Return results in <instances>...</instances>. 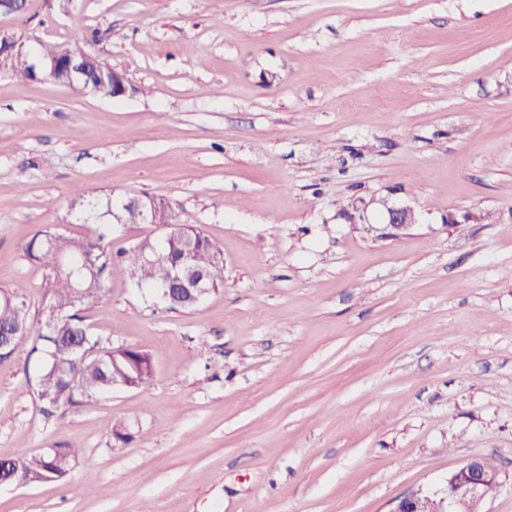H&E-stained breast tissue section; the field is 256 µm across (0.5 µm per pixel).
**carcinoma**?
<instances>
[{"mask_svg":"<svg viewBox=\"0 0 512 512\" xmlns=\"http://www.w3.org/2000/svg\"><path fill=\"white\" fill-rule=\"evenodd\" d=\"M34 61L29 54L16 57L9 68L19 80L33 79ZM71 209L76 216L95 219L98 228L94 234L71 236L52 229L36 233L21 246L23 256L38 264L46 273L45 282L49 303L47 308H65V318L53 328L37 332V338L47 354V361L39 372V397L49 404L74 402L77 398H92L112 392V371L125 372L140 383H148L153 375L149 356L140 351L125 349L112 356V348L101 346L80 315L81 305L72 304L79 285L95 289L100 297L106 288L112 265L119 263L127 271L129 279L139 288L153 290L161 283V269L172 251L181 247V236L172 238L161 235L145 237L131 247L112 253L107 237L112 235V211H117L121 224H140V213L122 205V197L109 198L106 202L84 198L74 194ZM195 265L204 271L212 289L224 282V262L214 259L210 241L197 232L194 235ZM0 298L11 300L0 304V330H13L11 349L31 330L26 293L22 283L0 288ZM62 455L53 460L42 456H21L1 459L0 466L8 463L45 476L51 482L62 480L71 464L82 453L77 444L61 446Z\"/></svg>","mask_w":512,"mask_h":512,"instance_id":"cac0c4a2","label":"carcinoma"}]
</instances>
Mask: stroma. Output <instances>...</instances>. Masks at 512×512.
<instances>
[{
  "label": "stroma",
  "mask_w": 512,
  "mask_h": 512,
  "mask_svg": "<svg viewBox=\"0 0 512 512\" xmlns=\"http://www.w3.org/2000/svg\"><path fill=\"white\" fill-rule=\"evenodd\" d=\"M0 37L83 43L131 84L0 70V286L34 327L20 248L93 231L74 189L163 199L224 254L192 309L117 265L84 309L146 386L46 406L19 342L0 459L83 455L0 484V512H392L473 456L500 472L483 512H512V0H26ZM386 200L418 222L383 237ZM62 455L59 458L48 460L41 456H21L14 459H1L0 468L6 463L10 467H16L28 472L45 476L50 482L62 480L68 474L71 464L77 460L82 453L81 446L77 444H63ZM20 469L11 468L7 472L1 470V483H15L17 485H29L36 482L38 477Z\"/></svg>",
  "instance_id": "stroma-1"
}]
</instances>
